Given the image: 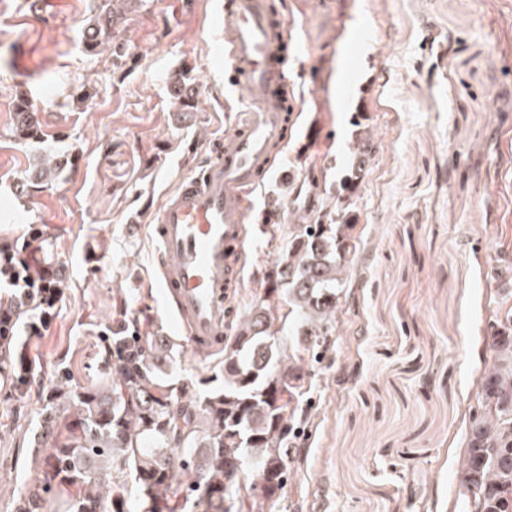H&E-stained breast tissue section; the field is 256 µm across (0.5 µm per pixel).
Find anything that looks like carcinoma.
<instances>
[{"label":"carcinoma","instance_id":"cac0c4a2","mask_svg":"<svg viewBox=\"0 0 512 512\" xmlns=\"http://www.w3.org/2000/svg\"><path fill=\"white\" fill-rule=\"evenodd\" d=\"M140 0H106L107 9L85 27L84 50L97 55L125 11ZM349 147L351 168L322 190L297 223L280 229L276 257L262 270L263 296L234 325L224 344V384L176 373L175 343L125 321L102 337L100 382L83 386L57 367L42 395L38 427L30 440L39 474L16 501L14 512H280L288 457L308 408L311 384L299 349L283 335L304 337L310 359L332 355L349 287L348 270L358 247L356 192L366 163L362 122ZM44 123L22 98L14 131L22 141L43 139ZM62 169L48 154L33 165L28 182L49 183ZM24 272L14 250L0 252V276ZM38 286L19 298H0V376L9 398L21 397L33 380L11 326L31 312L52 307L65 285ZM492 364L481 376L479 406L467 423L464 512H512V299L493 310ZM249 482V495L241 493Z\"/></svg>","mask_w":512,"mask_h":512}]
</instances>
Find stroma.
<instances>
[{"instance_id":"1","label":"stroma","mask_w":512,"mask_h":512,"mask_svg":"<svg viewBox=\"0 0 512 512\" xmlns=\"http://www.w3.org/2000/svg\"><path fill=\"white\" fill-rule=\"evenodd\" d=\"M0 0V246L65 284L40 333L15 327L34 367L21 400L0 398V512L31 481L39 395L57 365L88 386L100 338L139 314L184 345L183 373L212 376L223 352L187 347L157 286L152 228L181 176L208 161L249 94L224 85L214 56L224 0H142L120 26L121 58L92 56L82 32L105 0H48L24 15ZM288 20V69L310 129L304 159L279 153L245 193L253 248L236 315L263 293L275 253L268 209L302 196L304 170L328 180L346 162L355 113L371 149L359 183L361 244L333 355L315 368L312 416L288 461L282 512H463L458 470L489 367L494 300L512 290V0H269ZM187 71L198 100L175 111L170 78ZM93 92L73 104L78 89ZM27 98L42 142L13 132ZM68 157L57 180L26 183L38 154Z\"/></svg>"}]
</instances>
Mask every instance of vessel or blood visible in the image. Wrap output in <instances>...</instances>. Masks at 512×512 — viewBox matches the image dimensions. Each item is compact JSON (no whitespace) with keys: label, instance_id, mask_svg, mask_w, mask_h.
Masks as SVG:
<instances>
[{"label":"vessel or blood","instance_id":"obj_1","mask_svg":"<svg viewBox=\"0 0 512 512\" xmlns=\"http://www.w3.org/2000/svg\"><path fill=\"white\" fill-rule=\"evenodd\" d=\"M221 20L224 75L253 93L242 119L224 135L219 154L200 172L180 180L163 201L154 235L159 282L198 352L221 349L230 317L228 300L244 284L249 228L244 191L268 172L274 151L307 156L310 137L289 138L288 89L281 59L290 43L288 20L268 0H226Z\"/></svg>","mask_w":512,"mask_h":512}]
</instances>
